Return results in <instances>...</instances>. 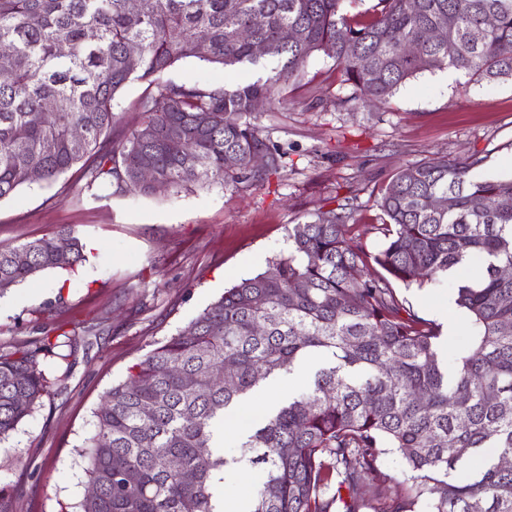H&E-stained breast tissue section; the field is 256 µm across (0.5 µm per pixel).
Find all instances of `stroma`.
Listing matches in <instances>:
<instances>
[{"instance_id": "stroma-1", "label": "stroma", "mask_w": 512, "mask_h": 512, "mask_svg": "<svg viewBox=\"0 0 512 512\" xmlns=\"http://www.w3.org/2000/svg\"><path fill=\"white\" fill-rule=\"evenodd\" d=\"M147 82H130L114 102L113 137L140 121ZM342 83L334 59L317 53L305 75L256 112L271 144L286 153L279 174L227 188L161 190L151 196L85 190L80 170L34 182L0 201V245L73 226L96 247L70 278L42 272L31 286L0 295V352L67 331L77 336L65 362L44 359L55 382L32 416L0 443V499L9 512H61L86 478L76 448L93 426L101 395L151 350L184 329L225 289L268 268L288 248V229L354 198L349 231L379 248L384 217L378 191L402 168L445 158L482 157L484 179L512 176V80H443L426 72L388 103L363 107ZM419 318L434 320V299L454 296L451 281L396 285ZM327 363L313 356L281 372L246 401L257 419L297 393Z\"/></svg>"}]
</instances>
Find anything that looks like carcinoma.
<instances>
[{
	"mask_svg": "<svg viewBox=\"0 0 512 512\" xmlns=\"http://www.w3.org/2000/svg\"><path fill=\"white\" fill-rule=\"evenodd\" d=\"M140 2L133 12L128 0H0V200L34 172L52 182L76 166L88 189L116 194H154L145 166L168 190L263 181L283 152L252 121L254 105L319 52L367 105L446 67L512 79V0H377L367 21L350 15L356 0ZM287 28L302 38L282 40ZM266 57L282 65L265 80L159 81L185 59L232 69ZM134 80L154 91L138 126L114 139V101ZM171 138L180 153L167 151ZM482 162L398 171L377 199L388 218L377 251L349 236L350 200L293 225L275 275L241 279L104 393L77 449L96 495L72 512H220L217 489L243 460L262 474L248 512H512V468L501 466L512 458V277L500 275L512 268V177L480 179ZM82 260L69 225L1 245L0 293ZM374 266L385 275H365ZM456 266L455 304L473 334L446 360L439 326L407 312L391 281L421 288ZM74 343L64 331L0 352V441L47 392L40 354ZM317 354L331 363L257 420L238 455L213 453L248 393ZM218 371L230 381L216 383ZM392 452L401 479L382 471ZM387 481L390 496L378 491Z\"/></svg>",
	"mask_w": 512,
	"mask_h": 512,
	"instance_id": "obj_1",
	"label": "carcinoma"
}]
</instances>
